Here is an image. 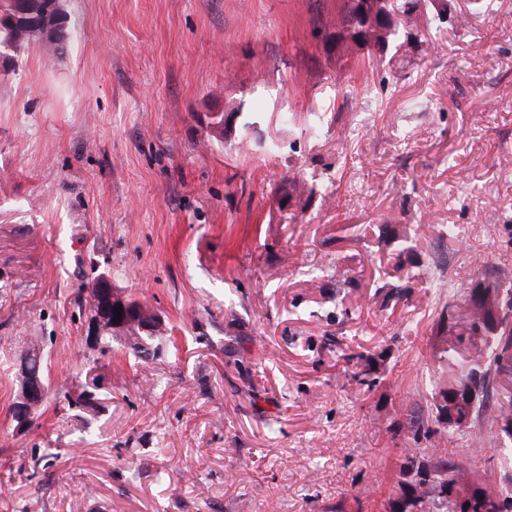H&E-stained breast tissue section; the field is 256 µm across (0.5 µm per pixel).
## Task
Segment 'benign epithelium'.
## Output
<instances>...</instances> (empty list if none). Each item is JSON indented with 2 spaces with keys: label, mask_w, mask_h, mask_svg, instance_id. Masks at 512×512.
<instances>
[{
  "label": "benign epithelium",
  "mask_w": 512,
  "mask_h": 512,
  "mask_svg": "<svg viewBox=\"0 0 512 512\" xmlns=\"http://www.w3.org/2000/svg\"><path fill=\"white\" fill-rule=\"evenodd\" d=\"M354 18L365 22V26L359 27L351 24L346 29L345 40L358 51L382 52L386 49L383 44L375 42L374 33L384 32L394 28L399 20V13H379L372 6V0H352L350 6ZM16 20L22 24L31 37L52 36L54 45H61L63 33L64 13L55 9L52 14L43 13L34 16L30 10L27 0H18V11ZM476 298L481 302L489 303L490 313L486 318V327L494 329L499 326L502 314L498 306V291L486 283L474 284ZM122 307L121 320L116 322L115 307ZM161 323L159 316L150 317L140 314L133 300L122 291L112 286V281L102 276L94 283L92 298L89 302L88 315L86 320V339L95 347L99 346L101 336L112 332H124L133 327L141 334L150 335L156 332L157 326ZM41 356H33L28 352L20 365L19 380L20 386L14 405V418L17 428H26L36 415L38 409L45 400L47 383L44 373L40 369Z\"/></svg>",
  "instance_id": "obj_1"
}]
</instances>
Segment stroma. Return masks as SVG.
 I'll return each mask as SVG.
<instances>
[{
	"instance_id": "obj_1",
	"label": "stroma",
	"mask_w": 512,
	"mask_h": 512,
	"mask_svg": "<svg viewBox=\"0 0 512 512\" xmlns=\"http://www.w3.org/2000/svg\"><path fill=\"white\" fill-rule=\"evenodd\" d=\"M349 2L64 0V52L12 58L0 512H385L413 446L512 490L490 419L406 431L434 307L512 266V0H439V35L421 11L383 53L337 46ZM381 224L414 231L397 295ZM102 273L176 344L89 346ZM34 344L48 392L20 431ZM353 353L383 354L376 387Z\"/></svg>"
}]
</instances>
